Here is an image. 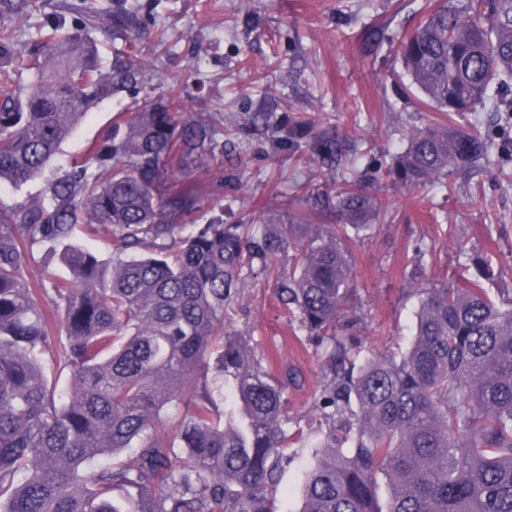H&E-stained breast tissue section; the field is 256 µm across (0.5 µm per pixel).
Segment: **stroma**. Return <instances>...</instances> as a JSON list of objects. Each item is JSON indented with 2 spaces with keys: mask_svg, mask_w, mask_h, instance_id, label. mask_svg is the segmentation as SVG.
I'll use <instances>...</instances> for the list:
<instances>
[{
  "mask_svg": "<svg viewBox=\"0 0 512 512\" xmlns=\"http://www.w3.org/2000/svg\"><path fill=\"white\" fill-rule=\"evenodd\" d=\"M41 7L12 23L27 42L47 16L91 27L103 52L128 47L111 24L115 0H39ZM138 29L153 39L164 29V49L144 63L143 91L155 98L168 88L184 93L186 109L205 118L223 106L225 121L272 107L278 118L314 119L340 137L373 144L369 193L388 200L384 220L349 240L354 289L341 325L351 326L364 355H400L409 346L419 309V290L470 278V256L494 269L490 294L512 303V123L483 112L459 118V129L480 132L494 150L468 171L452 175L453 188L392 187L384 176L406 146L411 126L431 114L410 89L396 61L391 36L424 20L439 0H131ZM385 41L373 43L372 27ZM132 103L120 94L90 111L63 144L57 163L80 152ZM327 178L317 164L297 168L266 139L248 138L241 166L224 164V184L209 188L204 217L226 223L277 224L286 211L307 208ZM289 208H282V200ZM227 327L246 336L256 356L283 385L288 402L287 466L274 512H299L303 475L319 445L343 436L353 416L331 420L319 403L330 343L288 322L273 279L248 278L228 311Z\"/></svg>",
  "mask_w": 512,
  "mask_h": 512,
  "instance_id": "1",
  "label": "stroma"
}]
</instances>
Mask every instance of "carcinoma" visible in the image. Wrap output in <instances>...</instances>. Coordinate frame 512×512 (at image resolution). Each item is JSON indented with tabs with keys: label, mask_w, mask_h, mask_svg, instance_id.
Listing matches in <instances>:
<instances>
[{
	"label": "carcinoma",
	"mask_w": 512,
	"mask_h": 512,
	"mask_svg": "<svg viewBox=\"0 0 512 512\" xmlns=\"http://www.w3.org/2000/svg\"><path fill=\"white\" fill-rule=\"evenodd\" d=\"M35 4L0 0V24ZM135 24L125 5L112 10L115 32ZM398 56L439 119L409 130L386 173L395 186L447 188L490 149L454 116L512 112V0H446ZM0 73V182L39 183L0 203V512H271L288 462L282 386L224 327L256 266L276 275L287 317L333 341L324 407L333 417L357 408L349 449L329 445L306 471L300 512H512V306L484 288L491 265L421 289L398 358L358 366L336 338L348 230H372L388 209L361 176L336 171L370 150L251 112L231 134H264L296 163H319L330 179L311 212L338 223L199 224V180L224 165L222 113L195 119L170 88L119 113L62 168L54 156L80 119L143 84L141 59L104 57L87 27L58 15L22 46L1 30ZM78 226L110 241L109 259L73 241ZM55 258L66 278L31 279ZM226 384L237 409L227 424Z\"/></svg>",
	"instance_id": "carcinoma-1"
}]
</instances>
